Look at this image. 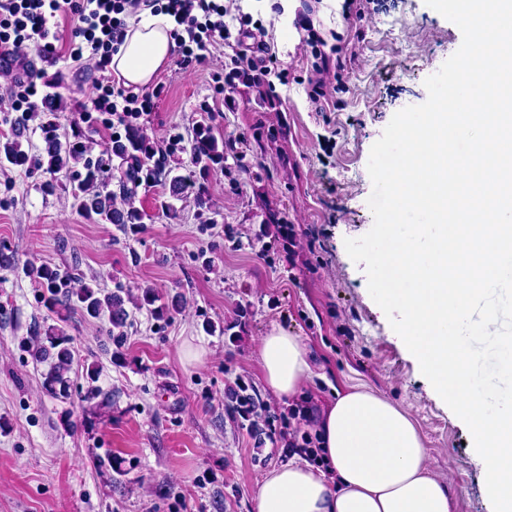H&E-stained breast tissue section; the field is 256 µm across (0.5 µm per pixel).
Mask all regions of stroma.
Listing matches in <instances>:
<instances>
[{
	"mask_svg": "<svg viewBox=\"0 0 512 512\" xmlns=\"http://www.w3.org/2000/svg\"><path fill=\"white\" fill-rule=\"evenodd\" d=\"M240 4L266 23L288 70L275 99L243 87L226 105L212 79L224 63L220 44L209 67H167L157 79L165 93L138 120L163 170L204 192L208 208L188 196L167 213L163 184L143 185L136 205L145 218L133 232L86 215L65 173L0 159V253L12 259L0 268V512H251L258 482L291 458L279 431L293 404L264 387L256 357L275 325L313 351L307 402L325 405L348 385L395 402L419 426L454 512H493L467 425L398 340L364 264L345 248L374 223L373 144L396 112L426 101V78L459 49L462 32L425 0H374L350 25L346 0H320L314 27L342 47L343 66L315 104V59L298 26L303 0ZM77 26L76 17L62 20L55 62L27 58L61 82L60 134L103 147L110 130L83 115L97 73L65 56ZM203 122L217 140L236 142L206 175L190 154ZM32 260L108 292L180 293L187 307L163 320L129 307L120 346L107 320L73 315L72 385L55 399L42 388L47 364L28 347L56 320L25 273ZM189 345L204 350L201 361L184 358ZM239 383L257 402L246 418L228 410L226 392ZM94 384L111 394L109 405L89 398Z\"/></svg>",
	"mask_w": 512,
	"mask_h": 512,
	"instance_id": "35a3bbf8",
	"label": "stroma"
}]
</instances>
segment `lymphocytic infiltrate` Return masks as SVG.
<instances>
[{
  "label": "lymphocytic infiltrate",
  "instance_id": "lymphocytic-infiltrate-1",
  "mask_svg": "<svg viewBox=\"0 0 512 512\" xmlns=\"http://www.w3.org/2000/svg\"><path fill=\"white\" fill-rule=\"evenodd\" d=\"M146 9L173 17L179 42L174 61L177 69L208 65L212 47L224 44L232 50L224 62L225 89L233 91L242 85L266 97L275 83H287L288 71L271 53L263 24L243 13L234 15V23H226L229 9L220 0H0V73L9 77L8 111L31 112L48 98L54 83L45 71L29 66L18 75L12 60L26 49L52 58L59 18L71 15L80 22L67 43L68 58L92 64L102 72L123 42L129 19ZM92 90L91 109L100 114L102 125L109 130L126 125L130 117L153 111L161 95L157 89L139 93L100 79Z\"/></svg>",
  "mask_w": 512,
  "mask_h": 512
}]
</instances>
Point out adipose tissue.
I'll use <instances>...</instances> for the list:
<instances>
[{"mask_svg":"<svg viewBox=\"0 0 512 512\" xmlns=\"http://www.w3.org/2000/svg\"><path fill=\"white\" fill-rule=\"evenodd\" d=\"M173 28L164 14L129 24L110 63L117 83L148 87L177 53ZM257 357L265 388L281 399L301 394L314 374L309 346L279 327L262 337ZM310 432L317 461L299 455L270 470L255 489L253 512H453L450 488L399 406L348 387L315 414Z\"/></svg>","mask_w":512,"mask_h":512,"instance_id":"adipose-tissue-1","label":"adipose tissue"}]
</instances>
